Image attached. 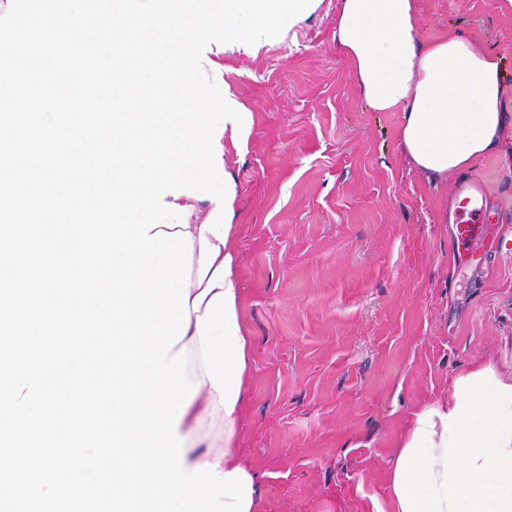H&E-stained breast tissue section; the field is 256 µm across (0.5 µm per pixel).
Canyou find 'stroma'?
I'll return each mask as SVG.
<instances>
[{
  "mask_svg": "<svg viewBox=\"0 0 512 512\" xmlns=\"http://www.w3.org/2000/svg\"><path fill=\"white\" fill-rule=\"evenodd\" d=\"M323 0L293 43L225 57L249 111L225 157L238 192L240 319L253 339L239 448L255 512H388L391 461L412 415L495 355L512 371V131L477 160L504 231L458 255L461 174L426 177L334 40ZM427 40L461 34L501 57L512 115V9L415 0Z\"/></svg>",
  "mask_w": 512,
  "mask_h": 512,
  "instance_id": "1",
  "label": "stroma"
}]
</instances>
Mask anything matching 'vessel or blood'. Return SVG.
<instances>
[{"mask_svg":"<svg viewBox=\"0 0 512 512\" xmlns=\"http://www.w3.org/2000/svg\"><path fill=\"white\" fill-rule=\"evenodd\" d=\"M474 181L461 182L456 192L462 200L454 212L455 240L460 250L472 254L483 246L488 236L497 234L499 227L491 218L494 208L488 198L476 196Z\"/></svg>","mask_w":512,"mask_h":512,"instance_id":"obj_1","label":"vessel or blood"}]
</instances>
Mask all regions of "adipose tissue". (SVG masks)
<instances>
[{"instance_id": "obj_1", "label": "adipose tissue", "mask_w": 512, "mask_h": 512, "mask_svg": "<svg viewBox=\"0 0 512 512\" xmlns=\"http://www.w3.org/2000/svg\"><path fill=\"white\" fill-rule=\"evenodd\" d=\"M336 45L376 111L402 114L400 144L431 178L472 169L504 137L500 56L452 35L427 43L414 0H340ZM189 381L199 389L176 428L185 471L247 463L239 417L253 344L239 319L232 246L191 284ZM391 512H512V375L489 357L456 374L445 400L419 409L389 470Z\"/></svg>"}]
</instances>
